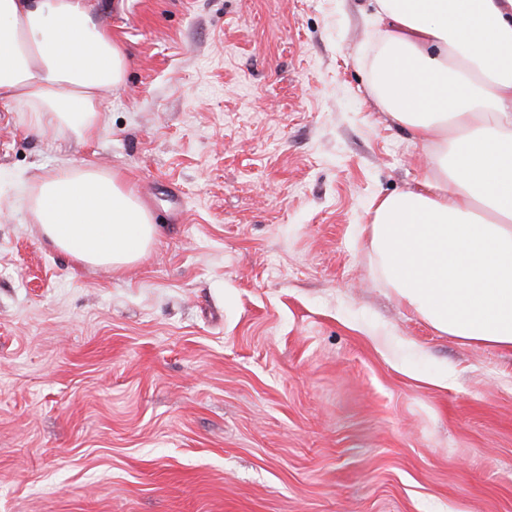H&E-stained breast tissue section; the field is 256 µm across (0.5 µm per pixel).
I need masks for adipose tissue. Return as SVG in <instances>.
<instances>
[{
  "instance_id": "obj_1",
  "label": "adipose tissue",
  "mask_w": 512,
  "mask_h": 512,
  "mask_svg": "<svg viewBox=\"0 0 512 512\" xmlns=\"http://www.w3.org/2000/svg\"><path fill=\"white\" fill-rule=\"evenodd\" d=\"M374 5L372 88L429 158L422 180L371 204L381 280L437 331L512 348V0ZM127 67L86 0H0V105L30 130L93 143ZM30 210L80 264H134L159 233L117 172L89 164L41 178Z\"/></svg>"
}]
</instances>
